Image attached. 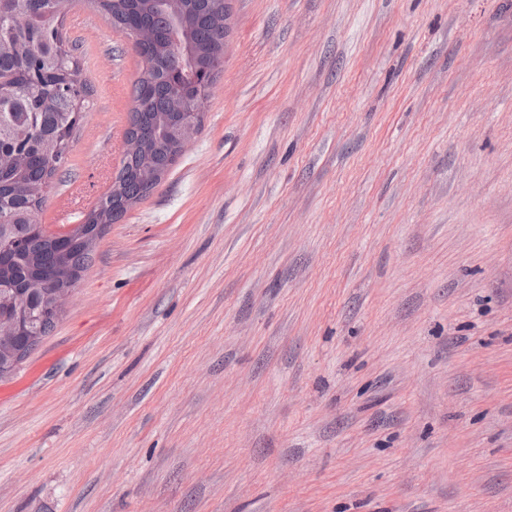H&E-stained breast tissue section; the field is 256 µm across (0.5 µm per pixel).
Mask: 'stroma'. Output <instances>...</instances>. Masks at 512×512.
<instances>
[{"label": "stroma", "mask_w": 512, "mask_h": 512, "mask_svg": "<svg viewBox=\"0 0 512 512\" xmlns=\"http://www.w3.org/2000/svg\"><path fill=\"white\" fill-rule=\"evenodd\" d=\"M228 4L202 126L0 378V512H512V0ZM95 18L51 231L142 70Z\"/></svg>", "instance_id": "35a3bbf8"}]
</instances>
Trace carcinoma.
Returning <instances> with one entry per match:
<instances>
[{
	"label": "carcinoma",
	"instance_id": "cac0c4a2",
	"mask_svg": "<svg viewBox=\"0 0 512 512\" xmlns=\"http://www.w3.org/2000/svg\"><path fill=\"white\" fill-rule=\"evenodd\" d=\"M88 2L112 26L150 28L157 40L136 47L143 69L132 85L127 149L116 176L127 206L112 208V193L105 194L62 244L38 226L40 188H49L61 170L93 88L61 32L58 0H0V125L10 127L0 133V286L42 283L20 335L32 350L56 326L43 318L53 290L75 288L88 269L99 238L93 230L121 221L153 190L138 178L140 167L162 175L171 169L179 157V124L193 118L201 92L196 82L210 89L224 68V0ZM18 10L29 20L14 28L10 19ZM59 83L71 94H53Z\"/></svg>",
	"mask_w": 512,
	"mask_h": 512
}]
</instances>
